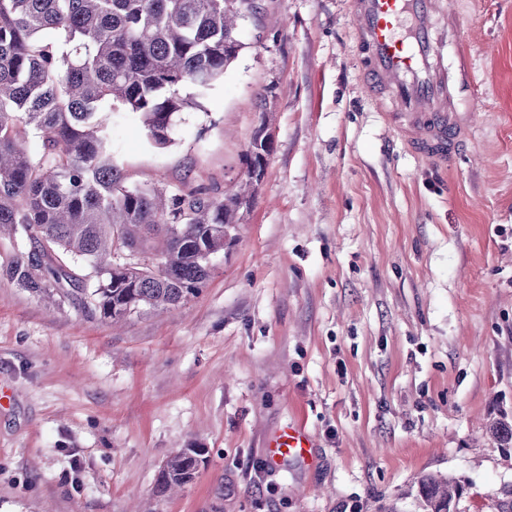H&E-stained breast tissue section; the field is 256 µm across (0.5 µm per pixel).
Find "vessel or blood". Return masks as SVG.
Masks as SVG:
<instances>
[{"instance_id":"1","label":"vessel or blood","mask_w":512,"mask_h":512,"mask_svg":"<svg viewBox=\"0 0 512 512\" xmlns=\"http://www.w3.org/2000/svg\"><path fill=\"white\" fill-rule=\"evenodd\" d=\"M365 55L364 84L393 106L396 131L430 161L450 163L465 137L468 116L451 87L468 81L469 48L454 29L435 26V0H352ZM455 43L459 66L449 71L441 46ZM270 462L307 457L313 443L302 426L288 425L271 443Z\"/></svg>"}]
</instances>
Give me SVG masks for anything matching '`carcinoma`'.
<instances>
[{
    "instance_id": "cac0c4a2",
    "label": "carcinoma",
    "mask_w": 512,
    "mask_h": 512,
    "mask_svg": "<svg viewBox=\"0 0 512 512\" xmlns=\"http://www.w3.org/2000/svg\"><path fill=\"white\" fill-rule=\"evenodd\" d=\"M240 7L256 10L254 0H0V236L22 241L0 282L111 324L201 291L261 177L220 196L129 188L101 109L110 100L136 116L153 147L173 143L177 116L239 54ZM203 455L169 457L156 492L191 484ZM463 492L451 476L419 480L424 512H459Z\"/></svg>"
}]
</instances>
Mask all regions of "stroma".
I'll return each instance as SVG.
<instances>
[{"label":"stroma","mask_w":512,"mask_h":512,"mask_svg":"<svg viewBox=\"0 0 512 512\" xmlns=\"http://www.w3.org/2000/svg\"><path fill=\"white\" fill-rule=\"evenodd\" d=\"M243 48L173 144L116 117L129 187L224 192L274 150L199 295L118 327L0 284V512H460L512 490V0H446L471 45L470 136L448 168L371 102L350 0H255ZM268 97L269 117L259 110ZM312 456L266 463L291 423ZM195 481L155 496L180 449ZM464 486L454 477L426 474L419 480L424 512H459Z\"/></svg>","instance_id":"1"}]
</instances>
